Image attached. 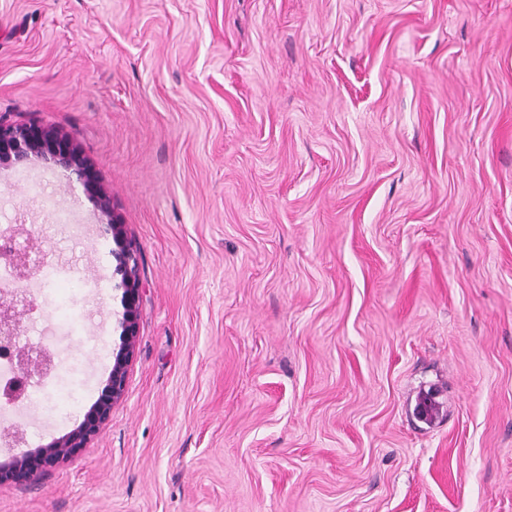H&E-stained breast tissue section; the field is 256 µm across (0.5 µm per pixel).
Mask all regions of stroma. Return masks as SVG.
<instances>
[{
  "instance_id": "stroma-1",
  "label": "stroma",
  "mask_w": 512,
  "mask_h": 512,
  "mask_svg": "<svg viewBox=\"0 0 512 512\" xmlns=\"http://www.w3.org/2000/svg\"><path fill=\"white\" fill-rule=\"evenodd\" d=\"M0 122L82 147L143 285L111 421L0 512H512V0H0ZM99 220L0 167L76 390L0 405V460L107 380Z\"/></svg>"
}]
</instances>
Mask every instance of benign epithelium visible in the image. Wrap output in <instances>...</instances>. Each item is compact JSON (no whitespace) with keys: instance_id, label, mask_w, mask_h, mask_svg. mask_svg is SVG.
Here are the masks:
<instances>
[{"instance_id":"7a95c632","label":"benign epithelium","mask_w":512,"mask_h":512,"mask_svg":"<svg viewBox=\"0 0 512 512\" xmlns=\"http://www.w3.org/2000/svg\"><path fill=\"white\" fill-rule=\"evenodd\" d=\"M33 158L51 160L67 174L68 185H78L84 194L95 200L106 222L100 231L112 236L116 248L112 257L116 265L112 278L114 288L121 292V310L112 312L120 330L119 344L112 349V368L98 399L85 413L83 420L68 433L39 448L15 454L0 462V485L23 486L34 483L43 473L75 458L99 429L112 418L114 406L124 397L129 369L134 361L139 337L138 308L142 282L138 273V258L127 242L122 225L112 219L111 198L104 189L99 174L84 150L71 138L52 127L37 123H0V165L25 164ZM23 237L26 244L5 252L11 268L14 288L0 298V350L10 353L17 380L5 389L0 400L14 404L25 397L26 385L33 376H44L54 366L53 353L45 344L17 346L15 337L35 309L27 292L29 281L48 265L49 253L39 250L41 260H31V235L20 224L9 239Z\"/></svg>"}]
</instances>
